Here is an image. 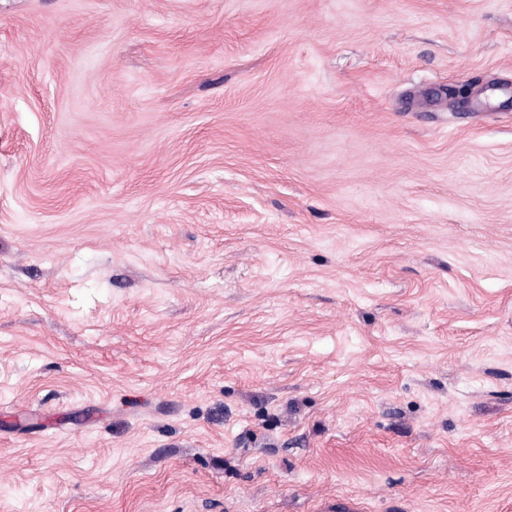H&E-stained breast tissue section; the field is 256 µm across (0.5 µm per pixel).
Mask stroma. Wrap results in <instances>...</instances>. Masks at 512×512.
<instances>
[{"label": "stroma", "mask_w": 512, "mask_h": 512, "mask_svg": "<svg viewBox=\"0 0 512 512\" xmlns=\"http://www.w3.org/2000/svg\"><path fill=\"white\" fill-rule=\"evenodd\" d=\"M512 0H0V512H512Z\"/></svg>", "instance_id": "obj_1"}]
</instances>
